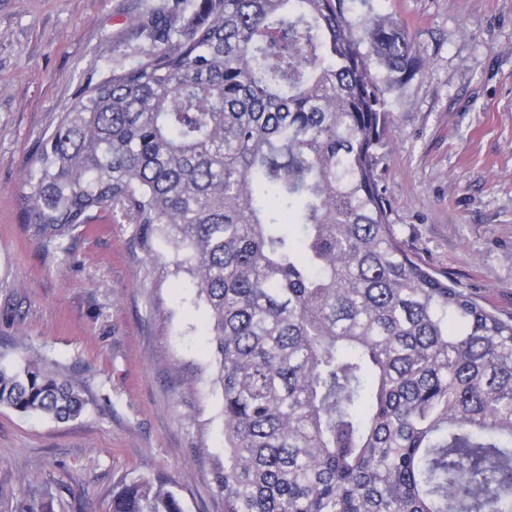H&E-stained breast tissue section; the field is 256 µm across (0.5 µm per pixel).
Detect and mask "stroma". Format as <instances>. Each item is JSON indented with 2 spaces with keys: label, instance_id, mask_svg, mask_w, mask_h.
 Returning a JSON list of instances; mask_svg holds the SVG:
<instances>
[{
  "label": "stroma",
  "instance_id": "35a3bbf8",
  "mask_svg": "<svg viewBox=\"0 0 512 512\" xmlns=\"http://www.w3.org/2000/svg\"><path fill=\"white\" fill-rule=\"evenodd\" d=\"M167 0H0V364L34 355L84 387L61 423L0 407V512L50 486L55 512H112V489L161 477L184 512H224L223 397L207 310L164 240L75 232L71 257L23 231L17 197L40 140L88 82L142 58L138 21ZM402 20L424 69L392 99L378 172L408 250L512 317V0H355Z\"/></svg>",
  "mask_w": 512,
  "mask_h": 512
}]
</instances>
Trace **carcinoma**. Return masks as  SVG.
Wrapping results in <instances>:
<instances>
[{"label": "carcinoma", "mask_w": 512, "mask_h": 512, "mask_svg": "<svg viewBox=\"0 0 512 512\" xmlns=\"http://www.w3.org/2000/svg\"><path fill=\"white\" fill-rule=\"evenodd\" d=\"M187 9L149 15L147 58L42 139L20 223L61 250L110 213L184 254L224 399V512H512V320L405 248L380 186L390 97L423 68L403 26L349 0ZM0 406L64 422L85 400L28 356L0 366ZM112 512L184 509L140 476Z\"/></svg>", "instance_id": "1"}]
</instances>
